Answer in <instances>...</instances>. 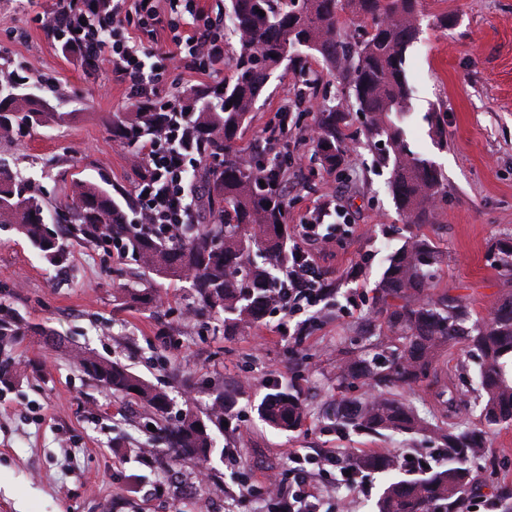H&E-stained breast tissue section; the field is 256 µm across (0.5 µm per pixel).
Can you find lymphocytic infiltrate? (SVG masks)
Masks as SVG:
<instances>
[{
  "instance_id": "obj_1",
  "label": "lymphocytic infiltrate",
  "mask_w": 512,
  "mask_h": 512,
  "mask_svg": "<svg viewBox=\"0 0 512 512\" xmlns=\"http://www.w3.org/2000/svg\"><path fill=\"white\" fill-rule=\"evenodd\" d=\"M39 23L53 32L55 40L70 43L83 60L108 61L113 77L127 84L134 102H161L169 117L158 134L140 143L139 158L147 174L136 184L134 196L148 223L166 225L171 231L188 223L194 132L178 100L162 101L160 88L176 68L200 76L219 73L224 64L223 14H209L198 0H56ZM160 30L168 31L171 51L144 44L140 38L141 33ZM315 282L307 260L289 265L277 288L283 313L316 306L321 295ZM320 459L335 468L338 483L355 482L350 459L330 452L319 458L294 453L296 488L280 499L277 512H321L309 472Z\"/></svg>"
}]
</instances>
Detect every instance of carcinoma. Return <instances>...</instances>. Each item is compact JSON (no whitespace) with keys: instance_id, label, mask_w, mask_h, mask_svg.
Masks as SVG:
<instances>
[{"instance_id":"cac0c4a2","label":"carcinoma","mask_w":512,"mask_h":512,"mask_svg":"<svg viewBox=\"0 0 512 512\" xmlns=\"http://www.w3.org/2000/svg\"><path fill=\"white\" fill-rule=\"evenodd\" d=\"M349 10L369 35L351 48L340 12ZM265 15H260V12ZM420 0H229L224 43L231 50L234 81L197 88L189 100L201 162L191 176L196 209L181 233L169 235L158 224L136 215L125 197L89 181L71 183L69 199L50 204L33 179L0 162V230L22 235L51 264L63 262L74 244L108 251H130L148 275L147 287L130 294L144 306L156 303L157 280L186 284L192 312L215 318L233 336L261 323L275 306L277 273L297 260L288 249V207L274 185L288 164L264 152L248 157L234 148L237 134L271 75L285 62L297 64L301 49L317 53L347 81L348 93L367 122L369 139L386 138L391 187L408 224L431 223L445 187L429 160L410 149L406 121L412 90L406 79V55L419 34ZM24 70L5 68L0 79V141L11 140L69 113L54 112L49 101L26 92ZM341 110L329 106L316 122L315 149L321 165L339 166L343 147L336 126ZM162 113L153 103L139 105L112 119V139L128 146L160 129ZM500 274L512 284V241L496 246ZM440 253L432 242L412 234L388 258L376 302L388 335L365 337V344L343 359L345 379L380 390L373 398H341L332 417L336 428L366 434L391 431L429 435L447 449L448 464L420 467L417 477L394 481L376 501V512H468L479 496L472 464L482 456L491 432L512 425V287L500 292L494 313L480 317L464 298H435V267ZM30 332L23 316L0 303V354L12 350ZM467 344L480 359L474 388L477 420L462 414L457 397L441 382L440 363L448 349ZM74 367L116 397L140 398L161 418L169 459H194L207 467L216 452L213 429L226 413L224 389L213 391L206 412L189 398L174 410L167 392L118 361L71 350ZM440 386L437 396L454 421L446 424L421 416L393 393L414 386ZM139 392H133V389ZM261 418L281 430H294L307 418L299 394L276 386L258 406ZM359 470L396 468L392 457L358 455ZM493 512H512V487L501 486L491 500Z\"/></svg>"}]
</instances>
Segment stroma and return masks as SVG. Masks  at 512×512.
Returning <instances> with one entry per match:
<instances>
[{"label": "stroma", "instance_id": "35a3bbf8", "mask_svg": "<svg viewBox=\"0 0 512 512\" xmlns=\"http://www.w3.org/2000/svg\"><path fill=\"white\" fill-rule=\"evenodd\" d=\"M54 4L0 0V66L23 67L30 93L68 115L0 144V157L17 160L52 203L79 179L117 197L131 194L137 149L107 131L114 115L134 111L129 90L107 62L83 61L40 27L38 16ZM444 13L454 18L445 29L437 23ZM422 14L406 60L407 136L443 176L446 196L432 223L415 228L399 215L381 152L363 136L364 116L316 54L304 53L301 68L280 67L236 142L243 154L264 150L267 136L287 121L291 238L309 219L346 228L304 244L315 270L336 280L314 318L298 314L285 322L272 313L228 336L221 322L188 319L190 295L181 282L164 281L161 303L149 310L115 297V288L144 286L131 254L75 245L55 266L24 237L0 231V297L32 328L14 355L42 364L39 375L20 373L14 388L0 393V512H189L185 493L198 484L193 461L162 468L143 453L153 412L88 382L64 352L43 343L45 330L128 365L172 398L191 390L200 409L223 388L231 407L216 436L223 453L213 459L218 512H272L264 489L273 477L291 486L288 455L296 450L414 453L434 466L445 463L429 437L340 431L330 421L337 400L366 391L342 379L338 366L357 339L385 332L375 287L404 236L421 234L441 251L435 294L468 298L484 316L502 285L494 253L497 240L512 238V0H422ZM329 104L347 115L339 127L345 152L332 172L312 158L315 118ZM276 383L294 387L309 408L294 431L274 430L257 413ZM474 476L484 492L472 500L474 512H490L487 494L512 484V426L492 435ZM389 480L363 474L358 487L340 488L334 475L321 473L313 483L324 512H372ZM246 483L257 491L245 501Z\"/></svg>", "mask_w": 512, "mask_h": 512}]
</instances>
